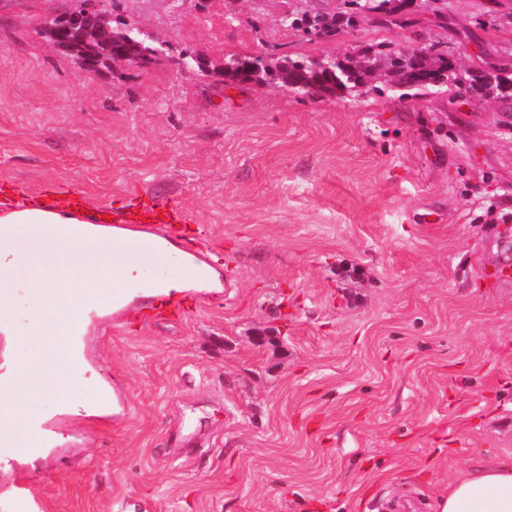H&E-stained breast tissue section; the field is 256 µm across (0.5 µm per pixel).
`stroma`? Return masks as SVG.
<instances>
[{"label": "stroma", "instance_id": "1", "mask_svg": "<svg viewBox=\"0 0 512 512\" xmlns=\"http://www.w3.org/2000/svg\"><path fill=\"white\" fill-rule=\"evenodd\" d=\"M452 0L439 27L346 28L322 42L283 18L343 0H122L171 57L83 68L38 29L67 0H0V202L52 189L117 207L180 202L207 234L217 288L180 320L81 326L67 406L32 394L37 430L0 449V512H396L512 454V111L444 97L318 100L217 74L263 52L341 56L438 43L477 67L512 55V0ZM206 60L185 73L175 56ZM60 372L53 342L0 363ZM94 377L114 401L91 403ZM40 449L36 467L16 456Z\"/></svg>", "mask_w": 512, "mask_h": 512}]
</instances>
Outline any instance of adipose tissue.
<instances>
[{"mask_svg":"<svg viewBox=\"0 0 512 512\" xmlns=\"http://www.w3.org/2000/svg\"><path fill=\"white\" fill-rule=\"evenodd\" d=\"M112 236L107 226L81 222L75 210L33 204L0 209V319L15 339H63L69 364L82 360L75 334L87 309L99 303L100 257ZM56 312L42 320L43 308ZM61 380L16 368L0 373V442L11 445L14 426L29 421L23 395L59 393ZM439 512H512V455L485 462L457 478L438 501Z\"/></svg>","mask_w":512,"mask_h":512,"instance_id":"obj_1","label":"adipose tissue"}]
</instances>
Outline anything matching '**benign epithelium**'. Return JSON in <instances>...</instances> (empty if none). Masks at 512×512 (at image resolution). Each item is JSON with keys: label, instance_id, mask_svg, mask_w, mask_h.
Returning a JSON list of instances; mask_svg holds the SVG:
<instances>
[{"label": "benign epithelium", "instance_id": "1", "mask_svg": "<svg viewBox=\"0 0 512 512\" xmlns=\"http://www.w3.org/2000/svg\"><path fill=\"white\" fill-rule=\"evenodd\" d=\"M75 8L61 12H46L41 17L40 30L57 47L72 54L87 70H97L107 61L148 67L154 61L168 57L161 43L143 49L135 40H111V16L97 8L95 0H72Z\"/></svg>", "mask_w": 512, "mask_h": 512}]
</instances>
